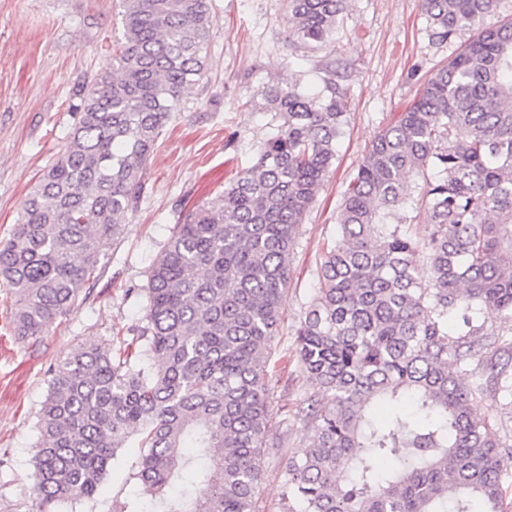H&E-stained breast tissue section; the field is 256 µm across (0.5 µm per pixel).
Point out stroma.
<instances>
[{
    "label": "stroma",
    "instance_id": "1",
    "mask_svg": "<svg viewBox=\"0 0 512 512\" xmlns=\"http://www.w3.org/2000/svg\"><path fill=\"white\" fill-rule=\"evenodd\" d=\"M214 25L206 75L188 86L145 171V193L122 233L107 241L101 274L67 319L36 340L14 333V295L0 283V512H36L32 458L49 370L82 343L128 339L144 323L148 268L181 213L223 191L256 158L272 131L263 108L267 86L300 76L317 92L327 68L348 91L336 159L299 227L285 313L273 346L269 398L273 447L264 451L259 512H278L289 456L311 444L297 411L317 396L290 355L304 311L317 293L327 245L342 239L337 216L344 194L375 136L416 95L423 78L470 38L431 39L421 0H347L335 43L295 45L286 0H211ZM122 24L117 0H0V241H7L24 199L67 143L77 88L112 69ZM141 450L128 444L93 498L62 512H115L119 503L151 507L153 491L132 479Z\"/></svg>",
    "mask_w": 512,
    "mask_h": 512
}]
</instances>
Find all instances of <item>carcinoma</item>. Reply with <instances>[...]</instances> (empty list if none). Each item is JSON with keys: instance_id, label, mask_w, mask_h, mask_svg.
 Masks as SVG:
<instances>
[{"instance_id": "carcinoma-1", "label": "carcinoma", "mask_w": 512, "mask_h": 512, "mask_svg": "<svg viewBox=\"0 0 512 512\" xmlns=\"http://www.w3.org/2000/svg\"><path fill=\"white\" fill-rule=\"evenodd\" d=\"M346 0H289L304 46L333 40ZM496 0H424L446 43ZM113 71L78 93L67 145L0 242L13 325L37 339L73 312L100 247L121 234L183 88L204 75L209 0H120ZM347 90L275 81L281 121L255 162L181 215L152 262L145 325L118 347L82 344L54 369L33 460L37 512L92 498L118 449L148 512H257L271 347L300 224L336 157ZM427 182V235L398 218ZM344 241L295 331L326 404L298 411L310 446L288 457L279 512H503L512 446L474 414L488 393L512 420V18L488 24L376 135L344 194Z\"/></svg>"}]
</instances>
